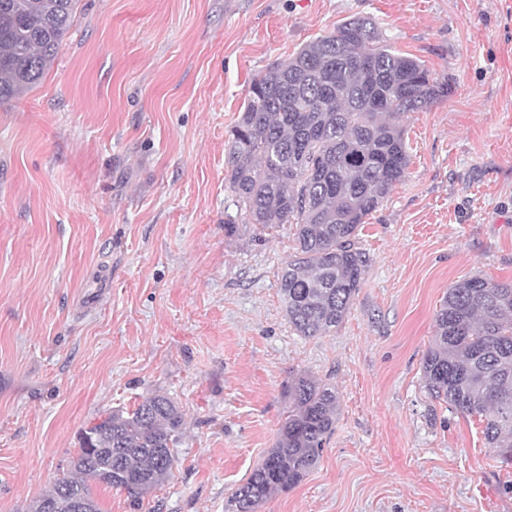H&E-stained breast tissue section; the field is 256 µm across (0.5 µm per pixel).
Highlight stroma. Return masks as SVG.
<instances>
[{
	"instance_id": "stroma-1",
	"label": "stroma",
	"mask_w": 512,
	"mask_h": 512,
	"mask_svg": "<svg viewBox=\"0 0 512 512\" xmlns=\"http://www.w3.org/2000/svg\"><path fill=\"white\" fill-rule=\"evenodd\" d=\"M358 16L448 95L404 116L362 285L305 338L278 288L294 226L224 232L229 130L254 78ZM474 275L512 282V0H80L39 83L0 104V512L155 392L185 424L140 512H224L304 372L335 386L336 427L258 512H512V461L423 381L435 314Z\"/></svg>"
}]
</instances>
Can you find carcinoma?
I'll return each mask as SVG.
<instances>
[{"mask_svg":"<svg viewBox=\"0 0 512 512\" xmlns=\"http://www.w3.org/2000/svg\"><path fill=\"white\" fill-rule=\"evenodd\" d=\"M79 0H0V103L31 89L56 58ZM448 95L416 57L380 40L367 18H352L300 48L284 66L256 77L230 130L228 188L245 223L296 226L297 248L279 279L288 323L323 336L349 311L368 266L354 247L361 224L404 179L409 155L400 118ZM435 341L422 361L425 387L453 412L484 419V436L512 459V283L474 276L448 289L435 315ZM277 438L224 512H258L275 492L316 465L336 425V388L308 373L286 387ZM184 426L164 393L102 419L79 435L70 471L31 506L100 512L89 482L126 493L133 512L173 474Z\"/></svg>","mask_w":512,"mask_h":512,"instance_id":"cac0c4a2","label":"carcinoma"}]
</instances>
